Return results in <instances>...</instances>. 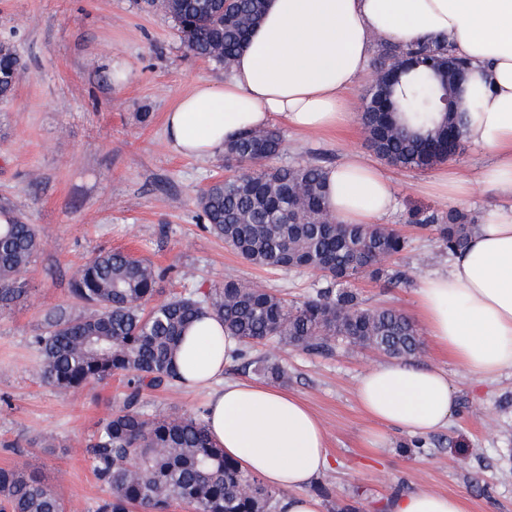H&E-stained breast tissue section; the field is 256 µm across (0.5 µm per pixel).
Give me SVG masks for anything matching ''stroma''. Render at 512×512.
Instances as JSON below:
<instances>
[{"mask_svg":"<svg viewBox=\"0 0 512 512\" xmlns=\"http://www.w3.org/2000/svg\"><path fill=\"white\" fill-rule=\"evenodd\" d=\"M17 48L23 69L9 99H0V206L7 205L42 239L19 276L26 294L0 312V468L29 467L65 502L69 512H96L105 491L87 449L98 425L120 407L126 379L62 393L40 378L34 343L45 318L60 307L80 310L71 284L81 266L103 251H122L167 270L161 297L205 293L231 276L296 301L321 283L306 271L259 268L243 262L207 231L198 192L228 174L223 156L195 159L174 152L164 116L176 97L199 81L220 83L223 64L182 45L174 21L143 0H0V40ZM126 75L122 83L110 71ZM281 165L333 166L348 153L367 154L360 121L335 131L284 130ZM493 157L463 143L449 169L473 186L447 198L432 187L435 169L388 167L395 197L384 219L410 246L398 263L410 282L388 288L355 281L368 307L392 308L417 319L422 279L447 270L450 255L412 214L457 208L482 222L498 201L482 176ZM421 362L448 371L457 386L447 425L416 438L388 433L373 452L361 411L359 377L381 353L347 350L309 354L273 342L252 348L288 369L283 388L302 398L328 431L333 465L307 487L323 512H384L401 490L429 488L467 498L470 512H512V373L493 381L465 376L431 343ZM207 394L182 385L146 392L152 415L202 414Z\"/></svg>","mask_w":512,"mask_h":512,"instance_id":"35a3bbf8","label":"stroma"}]
</instances>
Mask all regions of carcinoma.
Segmentation results:
<instances>
[{
	"label": "carcinoma",
	"instance_id": "carcinoma-1",
	"mask_svg": "<svg viewBox=\"0 0 512 512\" xmlns=\"http://www.w3.org/2000/svg\"><path fill=\"white\" fill-rule=\"evenodd\" d=\"M266 0H145L168 14L193 55L230 68L246 47L245 30L254 28ZM453 47L445 40L408 46L384 41L377 67L402 57L391 84L371 85L360 121L368 148L401 169H429L452 159L464 140L468 107L448 73ZM22 69L15 45L0 40V99L13 95ZM449 112L437 125L432 114ZM284 149L276 129L244 131L226 145L224 162L234 173L200 190L199 217L252 266L305 269L325 285L299 301L266 288L226 278L204 297L174 294L156 299L161 271L150 261L123 252H101L80 269L71 285L75 299L89 308L76 315L61 308L35 337L42 356V380L60 392L127 378L123 406L99 424L88 451L97 480L105 487L97 512H167L181 501L193 512H273L276 492L224 457L204 421L193 416L150 415L143 391L178 382L175 353L188 325L203 310L224 323L242 345L238 357L262 341L322 353L338 343L348 350L370 348L405 361L422 350L415 324L403 313L363 306L353 281L361 276L405 286V270L388 261L404 253L408 241L386 224H340L330 211L317 163L272 166ZM0 309L25 293L16 278L40 249L35 225L0 207ZM432 227L446 252L462 249L474 232L472 218L458 209L426 213L418 220ZM262 377L284 382L288 369L276 360L248 362ZM0 512H65L62 500L35 473L0 469Z\"/></svg>",
	"mask_w": 512,
	"mask_h": 512
}]
</instances>
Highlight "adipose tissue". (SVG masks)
<instances>
[{"label": "adipose tissue", "mask_w": 512, "mask_h": 512, "mask_svg": "<svg viewBox=\"0 0 512 512\" xmlns=\"http://www.w3.org/2000/svg\"><path fill=\"white\" fill-rule=\"evenodd\" d=\"M443 37L469 64L467 99L477 110L465 137L492 153L483 180L501 202L446 272L422 280L418 314L434 347L464 374L494 379L512 372V0H269L223 83L194 84L167 112L165 130L177 153L211 158L244 130L343 127L352 118L346 93L377 40ZM325 175L330 210L344 223L373 224L394 207L385 171L360 154ZM239 346L220 320L202 316L175 356L180 382L208 390L204 423L225 455L265 485L288 490L279 512H322L321 500L303 489L331 467L325 428L293 394L225 380ZM356 395L373 424L372 450L384 447L385 430L427 435L446 427L455 409L446 370L397 359L362 374ZM387 509L469 512L462 496L422 489L394 496Z\"/></svg>", "instance_id": "ef3b65f1"}]
</instances>
